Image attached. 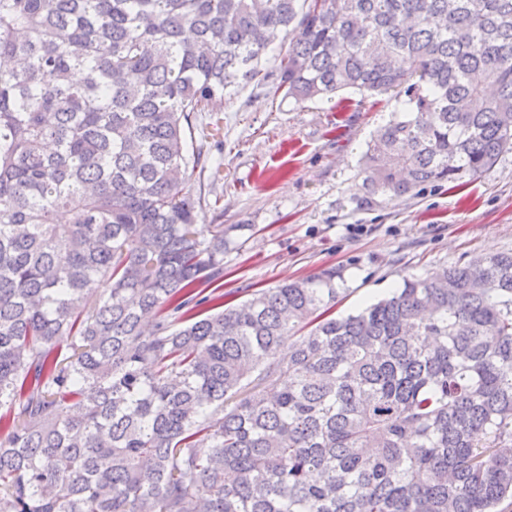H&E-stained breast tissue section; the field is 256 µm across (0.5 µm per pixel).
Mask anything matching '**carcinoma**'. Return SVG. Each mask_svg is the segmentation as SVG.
I'll return each instance as SVG.
<instances>
[{
	"instance_id": "carcinoma-1",
	"label": "carcinoma",
	"mask_w": 512,
	"mask_h": 512,
	"mask_svg": "<svg viewBox=\"0 0 512 512\" xmlns=\"http://www.w3.org/2000/svg\"><path fill=\"white\" fill-rule=\"evenodd\" d=\"M295 29L282 100L406 97L369 193L512 152V0H0V512L512 498V251L346 316L334 268L227 308L209 289L224 225L186 190L209 163L195 122L266 83Z\"/></svg>"
}]
</instances>
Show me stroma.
<instances>
[{"label": "stroma", "instance_id": "stroma-1", "mask_svg": "<svg viewBox=\"0 0 512 512\" xmlns=\"http://www.w3.org/2000/svg\"><path fill=\"white\" fill-rule=\"evenodd\" d=\"M274 96L273 84L249 85L225 102L211 147L223 178L206 172L189 187L224 211L225 303L333 267L346 280V315L406 276L512 249V152L462 187L428 184L391 201L362 190L359 159L403 97Z\"/></svg>", "mask_w": 512, "mask_h": 512}]
</instances>
